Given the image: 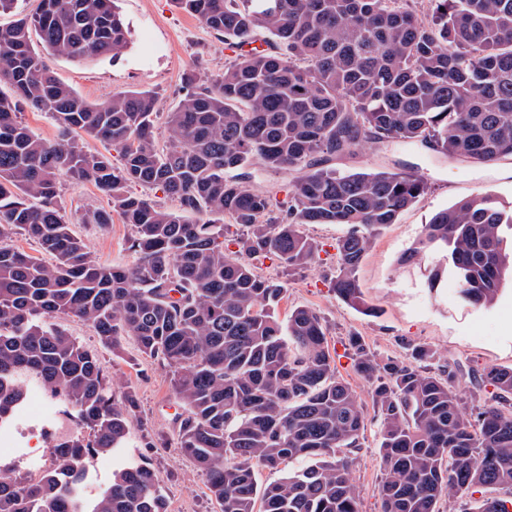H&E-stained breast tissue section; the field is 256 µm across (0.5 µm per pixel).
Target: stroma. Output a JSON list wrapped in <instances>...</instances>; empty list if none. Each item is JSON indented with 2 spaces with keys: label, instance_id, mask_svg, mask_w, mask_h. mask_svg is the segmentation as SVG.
<instances>
[{
  "label": "stroma",
  "instance_id": "35a3bbf8",
  "mask_svg": "<svg viewBox=\"0 0 512 512\" xmlns=\"http://www.w3.org/2000/svg\"><path fill=\"white\" fill-rule=\"evenodd\" d=\"M117 6L128 30L127 45L118 57L78 64L48 54L44 62L91 102L117 91H155L159 101L155 135L159 143H166L167 114L182 98L185 73L195 69L205 77L217 75L238 50L176 8L173 0H117ZM327 165L339 172L414 171L426 177L429 189L399 214L395 224L381 231L360 265L362 291L366 301L377 307L376 315H363L341 303L330 287L336 242L346 233V226L310 224L304 231L319 246V256L310 267L286 276L275 261L255 262L260 274L288 280L278 308L280 318H287L297 306L313 308L326 322L330 347L341 348L355 334L381 358H403L409 346H426L463 371L458 386L467 395L473 392L469 372L492 365L512 366L511 283L503 285L493 305H474L461 300L457 281L444 271L442 256L408 263L400 260L437 211L477 194L512 201V157L482 166L441 157L420 145L391 143L369 145L357 154L330 159ZM60 202L73 231L94 257L111 265L131 262L128 240L132 229L120 216H113L103 230L82 221L85 214L109 206L93 183L62 179ZM56 322L101 357L116 397L129 393L135 399L124 448L89 458L84 481L105 490L114 471L141 460L155 470L166 495L167 512H220L205 475L177 445L175 418L180 407L168 368L141 355L132 339L123 340L120 351L114 353L77 318L60 316ZM379 441V424L369 421L351 469L360 512H380Z\"/></svg>",
  "mask_w": 512,
  "mask_h": 512
}]
</instances>
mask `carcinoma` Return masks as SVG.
<instances>
[{"label":"carcinoma","instance_id":"cac0c4a2","mask_svg":"<svg viewBox=\"0 0 512 512\" xmlns=\"http://www.w3.org/2000/svg\"><path fill=\"white\" fill-rule=\"evenodd\" d=\"M420 16L409 0H173L242 49L224 72L191 70L168 115V143L154 132L158 97L127 90L89 102L61 82L34 49L73 62L118 56L127 37L115 0H39L35 10L0 0V420L37 380L77 412L90 439L54 445L57 467L29 482L0 469V512H166L155 471L131 463L86 509L70 496L88 457L124 447L130 413L100 357L53 319L75 317L114 351L128 337L172 371L183 409L182 452L205 474L221 512H359L350 479L367 416L336 371L327 328L306 306L280 320L285 286L260 275L257 257L295 271L317 246L301 228L345 224L336 244V297L376 314L358 271L378 233L421 197L427 183L405 171L340 174L326 156L368 144H419L446 158L488 165L512 156V0H434ZM260 46H254L256 41ZM26 104L48 115V141L18 120ZM119 157L85 149L83 135ZM293 175L288 201L273 202L248 172L254 163ZM89 181L132 227L129 266L92 256L65 219L62 177ZM137 183L162 191L165 208ZM244 229L224 240V218ZM21 235L34 255L4 242ZM443 252L465 299L489 305L512 279V205L491 195L463 199L423 225L407 259ZM380 424L381 512H440L462 494L474 510L512 512V366H490L492 388L468 407L458 371L434 369L429 348L379 359L348 338ZM312 464L262 485L256 467ZM501 489L506 497H485Z\"/></svg>","mask_w":512,"mask_h":512}]
</instances>
